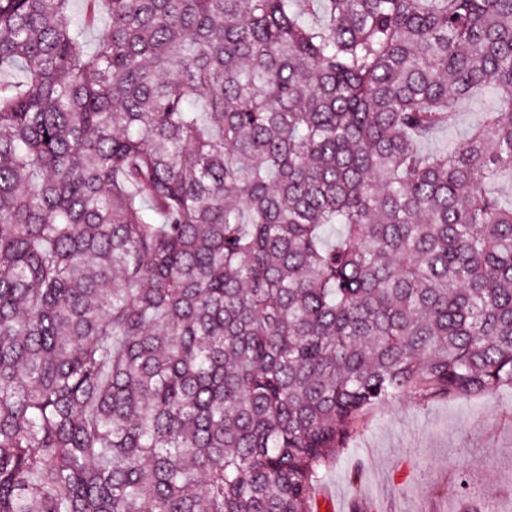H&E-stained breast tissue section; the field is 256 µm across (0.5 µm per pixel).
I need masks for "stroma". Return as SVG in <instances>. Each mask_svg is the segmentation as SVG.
I'll use <instances>...</instances> for the list:
<instances>
[{"instance_id": "35a3bbf8", "label": "stroma", "mask_w": 512, "mask_h": 512, "mask_svg": "<svg viewBox=\"0 0 512 512\" xmlns=\"http://www.w3.org/2000/svg\"><path fill=\"white\" fill-rule=\"evenodd\" d=\"M512 512V389L468 401H400L338 449L316 492L343 512Z\"/></svg>"}]
</instances>
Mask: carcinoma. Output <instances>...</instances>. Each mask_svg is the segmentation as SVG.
<instances>
[{
	"label": "carcinoma",
	"instance_id": "carcinoma-1",
	"mask_svg": "<svg viewBox=\"0 0 512 512\" xmlns=\"http://www.w3.org/2000/svg\"><path fill=\"white\" fill-rule=\"evenodd\" d=\"M72 2L0 0V512H318L512 388V0ZM487 100L480 96H475L462 103L460 115L456 125L448 129V132L441 131L433 135L430 140L423 144L426 150H437L446 147L451 140L455 139L462 133L468 126L474 123L486 108Z\"/></svg>",
	"mask_w": 512,
	"mask_h": 512
}]
</instances>
